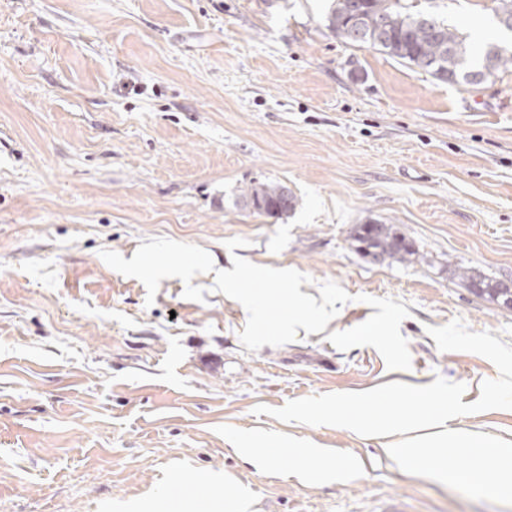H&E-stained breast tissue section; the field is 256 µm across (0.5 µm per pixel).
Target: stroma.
Listing matches in <instances>:
<instances>
[{
    "instance_id": "1",
    "label": "stroma",
    "mask_w": 512,
    "mask_h": 512,
    "mask_svg": "<svg viewBox=\"0 0 512 512\" xmlns=\"http://www.w3.org/2000/svg\"><path fill=\"white\" fill-rule=\"evenodd\" d=\"M491 0H432L474 41L512 43ZM326 0H0V512H512L401 470L333 426L256 415L310 395L436 378L499 376L440 351L427 329L461 319L512 344V308L453 276L512 279V69L479 85L439 81L325 25ZM288 186L294 211L254 213L241 193ZM394 225L416 253L372 258L355 228ZM202 247L339 283L352 297L326 332L409 311L412 365L334 347L326 332L251 352L247 312L193 278L154 303L101 259L148 239ZM246 239L229 251L227 239ZM266 436L265 461L228 444ZM295 438L356 458L343 482L312 481Z\"/></svg>"
}]
</instances>
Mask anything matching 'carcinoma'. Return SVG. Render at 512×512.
Listing matches in <instances>:
<instances>
[{
	"label": "carcinoma",
	"mask_w": 512,
	"mask_h": 512,
	"mask_svg": "<svg viewBox=\"0 0 512 512\" xmlns=\"http://www.w3.org/2000/svg\"><path fill=\"white\" fill-rule=\"evenodd\" d=\"M421 0H331L325 16L326 27L354 47L370 46L393 59L415 66L450 83L481 84L512 67V51L498 43L476 45L448 21L419 7ZM499 27L512 31V0H492ZM245 202L261 200L257 214L280 217L295 209L296 198L287 187L260 183L247 187ZM356 239L381 254L406 260L415 255L392 226L363 225Z\"/></svg>",
	"instance_id": "carcinoma-1"
}]
</instances>
